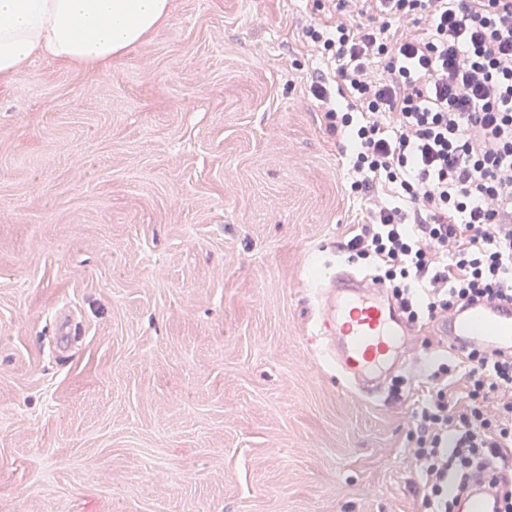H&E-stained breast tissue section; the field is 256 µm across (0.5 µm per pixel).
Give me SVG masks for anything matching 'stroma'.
<instances>
[{"instance_id":"1","label":"stroma","mask_w":512,"mask_h":512,"mask_svg":"<svg viewBox=\"0 0 512 512\" xmlns=\"http://www.w3.org/2000/svg\"><path fill=\"white\" fill-rule=\"evenodd\" d=\"M318 4L172 0L108 71L0 84V512H430L445 340L370 398L310 340L319 277L372 273Z\"/></svg>"}]
</instances>
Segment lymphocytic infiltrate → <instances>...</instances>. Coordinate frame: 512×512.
I'll use <instances>...</instances> for the list:
<instances>
[{"instance_id":"f902f5d3","label":"lymphocytic infiltrate","mask_w":512,"mask_h":512,"mask_svg":"<svg viewBox=\"0 0 512 512\" xmlns=\"http://www.w3.org/2000/svg\"><path fill=\"white\" fill-rule=\"evenodd\" d=\"M368 17L306 27L333 75L312 80L330 128L356 148L353 193L370 201L349 250L399 291L422 283L429 316L512 297V0H337ZM426 22L427 36L412 26ZM348 97L332 107V93ZM402 198L391 204L389 195ZM417 409L423 498L454 512L460 483L512 464V353L474 346Z\"/></svg>"}]
</instances>
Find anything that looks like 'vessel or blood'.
<instances>
[{
    "instance_id": "obj_1",
    "label": "vessel or blood",
    "mask_w": 512,
    "mask_h": 512,
    "mask_svg": "<svg viewBox=\"0 0 512 512\" xmlns=\"http://www.w3.org/2000/svg\"><path fill=\"white\" fill-rule=\"evenodd\" d=\"M381 285L337 275L336 296L320 308L313 334L336 343L333 361L357 388L370 386L408 330L399 310L382 300ZM450 350L482 345L492 351H512V302L485 301L449 312L434 321ZM503 489L494 468L474 474L463 495L464 512H499Z\"/></svg>"
}]
</instances>
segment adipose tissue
I'll list each match as a JSON object with an SVG mask.
<instances>
[{
    "label": "adipose tissue",
    "instance_id": "adipose-tissue-1",
    "mask_svg": "<svg viewBox=\"0 0 512 512\" xmlns=\"http://www.w3.org/2000/svg\"><path fill=\"white\" fill-rule=\"evenodd\" d=\"M170 15L171 0H0V79L37 57L111 67Z\"/></svg>",
    "mask_w": 512,
    "mask_h": 512
}]
</instances>
